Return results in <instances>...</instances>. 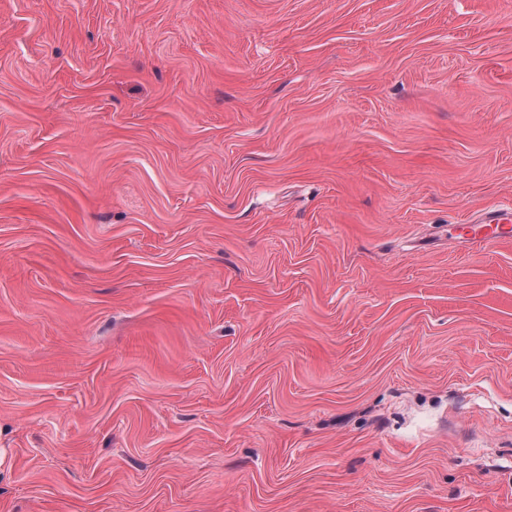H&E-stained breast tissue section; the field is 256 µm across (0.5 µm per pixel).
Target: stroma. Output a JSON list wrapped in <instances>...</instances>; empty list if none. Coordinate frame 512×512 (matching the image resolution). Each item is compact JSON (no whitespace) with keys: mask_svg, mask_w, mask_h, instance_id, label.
Masks as SVG:
<instances>
[{"mask_svg":"<svg viewBox=\"0 0 512 512\" xmlns=\"http://www.w3.org/2000/svg\"><path fill=\"white\" fill-rule=\"evenodd\" d=\"M512 0H0V512H512ZM500 211L485 212L481 224L487 227V231L481 235V239L492 242L510 241L512 239L511 226L508 225L509 218L502 217Z\"/></svg>","mask_w":512,"mask_h":512,"instance_id":"35a3bbf8","label":"stroma"}]
</instances>
